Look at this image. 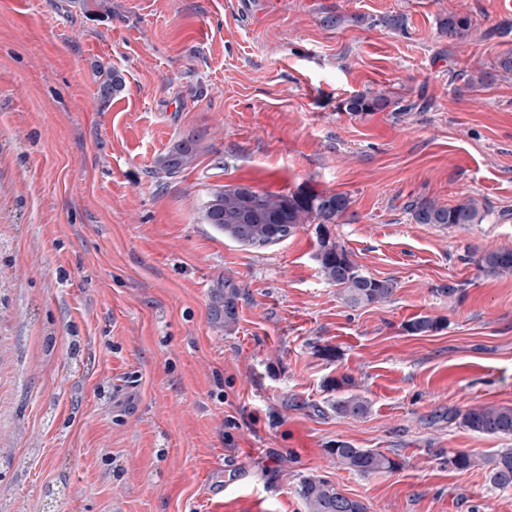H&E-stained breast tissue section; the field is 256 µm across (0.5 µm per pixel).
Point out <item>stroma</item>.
I'll return each mask as SVG.
<instances>
[{
    "label": "stroma",
    "instance_id": "35a3bbf8",
    "mask_svg": "<svg viewBox=\"0 0 512 512\" xmlns=\"http://www.w3.org/2000/svg\"><path fill=\"white\" fill-rule=\"evenodd\" d=\"M232 2L0 0V512H210L219 484L305 512V475L368 512H512L487 464L512 437L451 417L512 406V276L470 259L512 248V74L483 37L512 0H263L247 20ZM329 6L347 23L323 26ZM396 13L404 29L382 22ZM451 13L465 40L442 33ZM99 64L125 78L107 102ZM462 68L489 77L454 88ZM368 92L430 106L345 111ZM190 136L192 165L158 178ZM239 185L346 194L329 235L394 296L347 307L315 225L254 249L204 224L207 196ZM417 197L492 212L416 224ZM226 284L228 327L211 315ZM418 314L441 329L404 332ZM342 374L366 418L332 409ZM339 440L398 467L351 473L327 453ZM458 451L476 466H449ZM470 27L471 19L468 16L451 13L442 23L441 29L448 35V39L460 40L468 35Z\"/></svg>",
    "mask_w": 512,
    "mask_h": 512
}]
</instances>
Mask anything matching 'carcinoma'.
Returning <instances> with one entry per match:
<instances>
[{
    "instance_id": "cac0c4a2",
    "label": "carcinoma",
    "mask_w": 512,
    "mask_h": 512,
    "mask_svg": "<svg viewBox=\"0 0 512 512\" xmlns=\"http://www.w3.org/2000/svg\"><path fill=\"white\" fill-rule=\"evenodd\" d=\"M471 19L466 15L448 14L442 31L448 39L460 40L468 35ZM124 76L108 68L103 71L99 96L104 102L123 91ZM393 107L400 115L406 107L383 94H356L345 101V110L353 115ZM194 157L193 149L180 143L158 161L159 171L169 177L182 172ZM349 198L342 193L298 190L290 193L259 192L248 186L224 188L211 193L202 207L204 223L230 240L246 247L264 248L292 236L303 224H315L321 230L317 237L316 258L324 279L337 287L341 299L350 307H360L389 301L396 291L391 279H376L364 273L351 259L345 245L331 239L324 229L337 223L348 209ZM406 213L415 224L438 226L480 224L487 211L473 199L454 206L439 205L428 198H418L406 206ZM473 261L486 276L512 274V249L495 248L475 251ZM238 292H224V325L236 318ZM441 329L440 322L429 316H417L403 325L413 336H428ZM330 387L338 393L332 408L340 417L353 421L369 412L368 400L354 392V381L348 375L331 380ZM451 418L460 420L468 430L488 436H512L511 406H474ZM336 463L350 472L369 476L391 472L398 463L385 454L368 448H357L348 441L338 440L327 449ZM490 482L498 488L512 487V448L499 451L491 459ZM296 493L305 505V512H368L367 506L345 495L330 480L306 475L299 481Z\"/></svg>"
}]
</instances>
